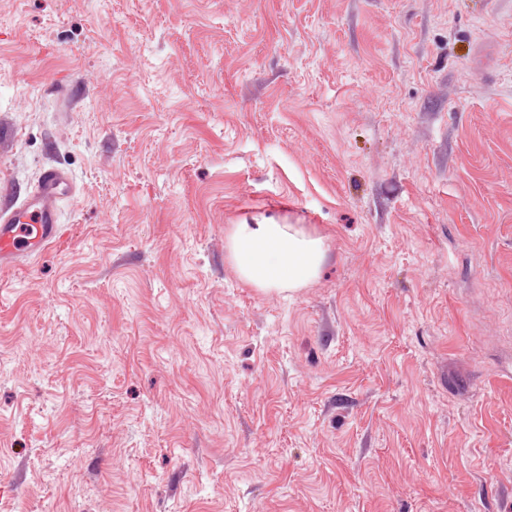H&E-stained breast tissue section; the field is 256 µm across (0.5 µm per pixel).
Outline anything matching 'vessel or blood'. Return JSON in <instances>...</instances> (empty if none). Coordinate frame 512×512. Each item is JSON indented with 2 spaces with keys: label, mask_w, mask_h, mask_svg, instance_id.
<instances>
[{
  "label": "vessel or blood",
  "mask_w": 512,
  "mask_h": 512,
  "mask_svg": "<svg viewBox=\"0 0 512 512\" xmlns=\"http://www.w3.org/2000/svg\"><path fill=\"white\" fill-rule=\"evenodd\" d=\"M74 192L69 173L50 166L31 191L0 208L1 272L20 268L24 260L59 242L60 205Z\"/></svg>",
  "instance_id": "obj_1"
}]
</instances>
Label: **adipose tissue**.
Instances as JSON below:
<instances>
[{"label":"adipose tissue","instance_id":"obj_1","mask_svg":"<svg viewBox=\"0 0 512 512\" xmlns=\"http://www.w3.org/2000/svg\"><path fill=\"white\" fill-rule=\"evenodd\" d=\"M228 249L239 277L265 293L304 287L325 258L323 239L299 224L233 225Z\"/></svg>","mask_w":512,"mask_h":512}]
</instances>
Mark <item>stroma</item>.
<instances>
[{"label": "stroma", "instance_id": "stroma-1", "mask_svg": "<svg viewBox=\"0 0 512 512\" xmlns=\"http://www.w3.org/2000/svg\"><path fill=\"white\" fill-rule=\"evenodd\" d=\"M51 165L0 512H512V0H0V204ZM228 249L239 277L265 293L304 287L325 258L323 239L301 224H235Z\"/></svg>", "mask_w": 512, "mask_h": 512}]
</instances>
